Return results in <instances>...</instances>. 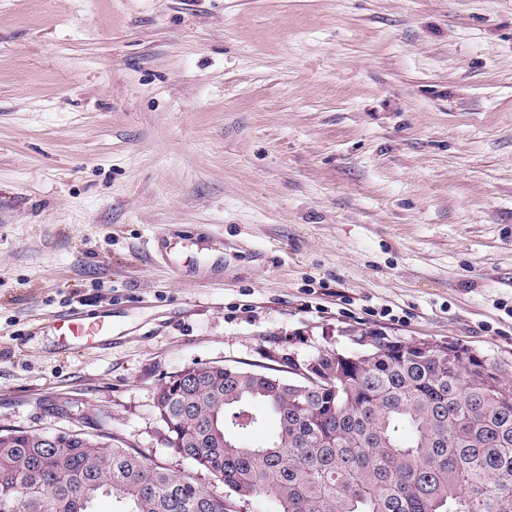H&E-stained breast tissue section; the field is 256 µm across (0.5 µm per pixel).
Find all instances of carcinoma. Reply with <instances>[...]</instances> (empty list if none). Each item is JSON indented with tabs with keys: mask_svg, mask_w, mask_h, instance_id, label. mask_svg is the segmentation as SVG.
Here are the masks:
<instances>
[{
	"mask_svg": "<svg viewBox=\"0 0 512 512\" xmlns=\"http://www.w3.org/2000/svg\"><path fill=\"white\" fill-rule=\"evenodd\" d=\"M315 357V386L273 373L194 365L157 389L176 452L224 483L217 497L112 437L111 416L84 430L0 431V496L12 512H512V383L505 363L451 364L436 343ZM273 421L260 446L241 429Z\"/></svg>",
	"mask_w": 512,
	"mask_h": 512,
	"instance_id": "1",
	"label": "carcinoma"
}]
</instances>
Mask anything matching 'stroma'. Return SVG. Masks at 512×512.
I'll list each match as a JSON object with an SVG mask.
<instances>
[{
	"label": "stroma",
	"mask_w": 512,
	"mask_h": 512,
	"mask_svg": "<svg viewBox=\"0 0 512 512\" xmlns=\"http://www.w3.org/2000/svg\"><path fill=\"white\" fill-rule=\"evenodd\" d=\"M361 332L512 381V0H0V430L103 410L220 496L159 384ZM112 316L92 313L76 309L65 314L53 316L48 321L53 324L66 343L105 345L112 336Z\"/></svg>",
	"instance_id": "obj_1"
}]
</instances>
